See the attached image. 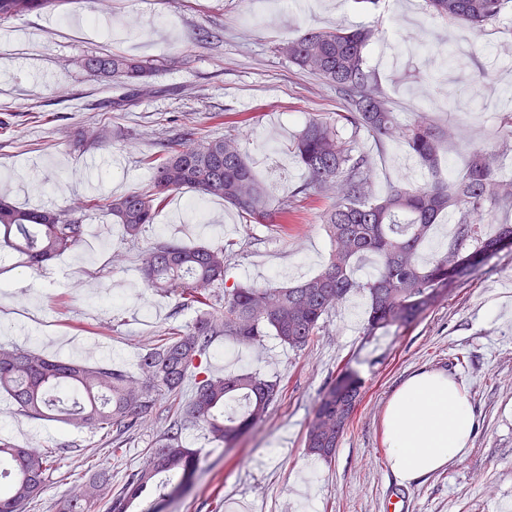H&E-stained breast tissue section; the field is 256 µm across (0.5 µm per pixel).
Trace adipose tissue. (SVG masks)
<instances>
[{
    "instance_id": "1",
    "label": "adipose tissue",
    "mask_w": 512,
    "mask_h": 512,
    "mask_svg": "<svg viewBox=\"0 0 512 512\" xmlns=\"http://www.w3.org/2000/svg\"><path fill=\"white\" fill-rule=\"evenodd\" d=\"M383 426L391 471L412 483L463 456L475 429L474 410L451 377L421 370L391 396Z\"/></svg>"
}]
</instances>
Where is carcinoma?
Instances as JSON below:
<instances>
[{"mask_svg":"<svg viewBox=\"0 0 512 512\" xmlns=\"http://www.w3.org/2000/svg\"><path fill=\"white\" fill-rule=\"evenodd\" d=\"M510 2L425 0L432 16L466 24L476 32L500 22ZM62 4L64 0H0V23ZM373 36L370 29L338 25L305 30L283 47L293 64L336 88L344 102V111L334 117L309 118L293 145L306 175L298 193L335 189L333 204L322 214L331 244L330 261L322 273L293 286L227 287L224 249L163 242L142 252L148 287L175 295L183 310L213 301L221 302V310L161 334L139 356L136 373L108 363L62 360L33 349L0 346V391L23 415L104 431L108 443L117 446L153 417L161 400L179 395L193 381V397L177 407L147 462L110 496L108 512H133L134 504L149 492L156 496L151 512H164V503L184 494L199 470L200 453L185 445L186 431L201 427L229 446L281 396L280 382L257 372L210 374L208 357L219 337L255 345L271 336L301 350L353 292L368 299L367 335L407 328L448 294V268H453V280H467L496 255L505 239L512 238V224L499 225L493 236L485 234L497 212L512 210V178L499 175L495 149L476 150L458 178L401 185L372 197V163L357 142V132L365 130L380 142L404 141L420 164L433 172L440 148L452 137L451 129L436 126L423 114L406 125L398 122L397 113L374 89L375 77L365 64L364 50ZM81 66L126 89L113 101L120 108L134 105L149 91L154 72L151 61L119 54L91 55ZM179 132L180 148L152 160V184L146 190L80 200L64 211L23 208L1 197L0 246L37 267L80 246L86 210L104 213L135 240L155 223L167 196L183 189L197 192L202 200H224L247 223L288 219L292 203H270L238 137L207 139L190 121L181 123ZM86 139L103 143L111 135L106 128L93 126L76 133L77 142ZM445 214L453 217V237L446 248L423 261L420 251ZM368 254L379 258V273L355 277L354 263ZM362 398L361 378L349 366L342 367L318 401L305 435L306 451L331 458ZM54 458L52 450L20 448L1 438L0 480L6 485L0 486V512H26L44 491ZM109 482L106 473H98L68 500L65 512H94L95 501Z\"/></svg>","mask_w":512,"mask_h":512,"instance_id":"1","label":"carcinoma"}]
</instances>
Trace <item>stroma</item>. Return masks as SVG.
<instances>
[{
	"instance_id": "1",
	"label": "stroma",
	"mask_w": 512,
	"mask_h": 512,
	"mask_svg": "<svg viewBox=\"0 0 512 512\" xmlns=\"http://www.w3.org/2000/svg\"><path fill=\"white\" fill-rule=\"evenodd\" d=\"M375 30L367 48L376 90L401 123L425 112L453 125L437 172L422 167L402 141L378 143L360 133L373 159V190L422 184L463 172L473 150L501 147L500 110L512 95V8L479 33L432 19L424 0H383L363 11L355 0H69L5 23L0 36V190L26 207L68 208L84 195L146 189L145 160L172 139L173 117L202 136L238 135L273 203L293 200V221L248 224L225 204L202 201L204 216L172 193L137 241L98 212L86 213L87 237L74 252L31 268L17 253L0 260V344L35 348L61 359L76 355L135 371L141 353L172 325L196 318L175 297L148 288L139 253L177 240L189 246L232 244L225 282L289 286L319 274L331 245L320 220L331 193L293 196L305 174L288 148L312 115L342 109L333 87L290 63L281 47L297 30L336 23ZM456 52L445 63V48ZM154 61L152 92L125 110L110 107L119 85L85 71L98 53ZM100 123L112 131L104 146L77 144L78 129ZM512 246L472 278L450 286L426 316L405 330L368 336L366 303L355 296L329 315L308 346L292 351L269 338L252 347L217 339L210 367L221 375L256 371L279 381L283 394L265 418L229 448L204 430L185 442L198 449L194 485L166 512H226L240 500L253 512H385L387 494L401 488L404 512H512ZM497 302L498 315L488 305ZM465 365H457V354ZM364 385V397L331 460L308 454L305 432L318 399L343 365ZM447 373L471 401L477 427L464 455L411 484L399 483L386 456L382 418L392 394L419 369ZM170 406L122 447L70 424L19 413L0 393V437L23 447H75L49 476L34 512H64L78 485L96 472L118 491L150 454Z\"/></svg>"
}]
</instances>
